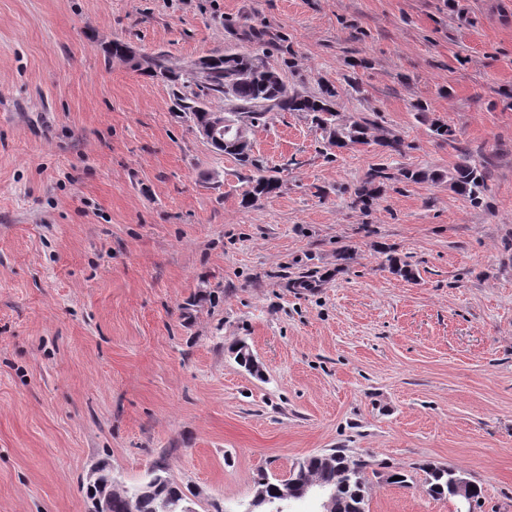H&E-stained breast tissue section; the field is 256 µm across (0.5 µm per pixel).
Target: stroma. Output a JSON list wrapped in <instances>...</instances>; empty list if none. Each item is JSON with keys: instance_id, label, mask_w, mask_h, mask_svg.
Segmentation results:
<instances>
[{"instance_id": "35a3bbf8", "label": "stroma", "mask_w": 512, "mask_h": 512, "mask_svg": "<svg viewBox=\"0 0 512 512\" xmlns=\"http://www.w3.org/2000/svg\"><path fill=\"white\" fill-rule=\"evenodd\" d=\"M113 41L259 55L403 151L329 161L270 113L253 154L284 185L243 206L255 170ZM465 151L483 205L395 177L351 204L373 167ZM330 448L370 460L369 512H459L425 462L512 512V0H0V512H87L98 463L130 486L162 455L196 512H243L258 469ZM419 469L425 474L424 483L428 494L435 499L460 498L466 500V498H470L474 502H478L482 495V488L479 485L470 481L467 483L461 473L452 467L424 463L419 466ZM461 479H463L461 485L467 483L465 488L466 497L456 495ZM470 486H473V489H470Z\"/></svg>"}]
</instances>
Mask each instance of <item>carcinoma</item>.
Masks as SVG:
<instances>
[{
	"label": "carcinoma",
	"mask_w": 512,
	"mask_h": 512,
	"mask_svg": "<svg viewBox=\"0 0 512 512\" xmlns=\"http://www.w3.org/2000/svg\"><path fill=\"white\" fill-rule=\"evenodd\" d=\"M142 71L152 79L180 86L182 93L178 96L177 109L189 117L204 106L196 89L223 96L231 103V107L224 109V120L227 121L224 128L228 129L229 138L233 135V124L243 122L252 128L265 121L271 112L301 113L320 131L329 151L367 145L370 132L375 129V122L366 117L348 122L339 120L335 110L337 90L327 87L318 94L290 92L279 71L253 54L226 52L201 57L187 65H177L168 55L158 53L147 57ZM224 154L259 172L251 181L245 204L281 191L283 183L280 177L264 174V167L259 165L253 153L226 149ZM394 178L415 183L438 181L443 175L409 168H402L393 175L386 167H376L371 169L363 185L354 189L352 204L367 205L375 197L379 185ZM448 181L457 192L475 204L480 203L487 190L484 164H476L468 157L448 173ZM236 354L241 366L257 376L262 375L261 366L246 346H239ZM368 466L369 461L349 455L343 448H335L298 462L286 484L263 470L256 474L255 484L264 489L266 497L276 502L298 500L305 486L316 484L336 491V512H365L368 486L364 473ZM419 469L425 474L424 483L431 497H456L463 479L459 471L433 463H424ZM100 494L108 496L111 512H129L132 500L138 503L137 512H170L169 507L181 505L188 499L172 478L164 458L154 462L143 481L133 486L116 480L112 467L99 466L97 483L88 488V496L92 500Z\"/></svg>",
	"instance_id": "carcinoma-1"
}]
</instances>
